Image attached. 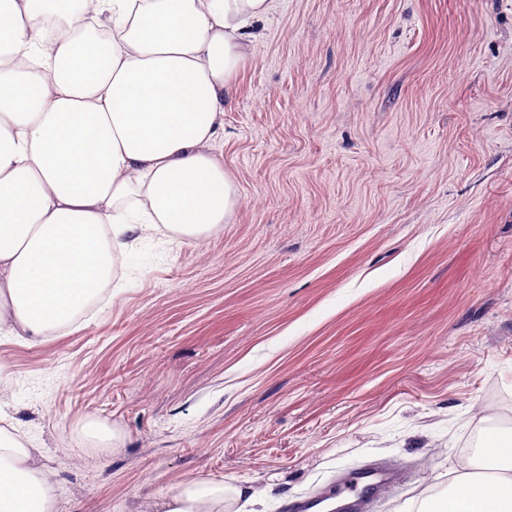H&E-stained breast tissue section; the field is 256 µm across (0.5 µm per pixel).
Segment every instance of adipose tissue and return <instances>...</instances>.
<instances>
[{"instance_id":"obj_1","label":"adipose tissue","mask_w":512,"mask_h":512,"mask_svg":"<svg viewBox=\"0 0 512 512\" xmlns=\"http://www.w3.org/2000/svg\"><path fill=\"white\" fill-rule=\"evenodd\" d=\"M272 0H0V329L71 325L147 232L218 231L235 190L214 151ZM249 484L196 481L154 512H262ZM51 483L0 427V512H53ZM418 512H512V429Z\"/></svg>"}]
</instances>
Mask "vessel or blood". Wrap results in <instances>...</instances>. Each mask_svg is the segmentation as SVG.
Here are the masks:
<instances>
[{"label": "vessel or blood", "mask_w": 512, "mask_h": 512, "mask_svg": "<svg viewBox=\"0 0 512 512\" xmlns=\"http://www.w3.org/2000/svg\"><path fill=\"white\" fill-rule=\"evenodd\" d=\"M396 473L378 467L361 470L338 480L324 493L293 502L289 512H312L326 501H336L342 512H372L378 495L397 484Z\"/></svg>", "instance_id": "1"}]
</instances>
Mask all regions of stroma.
<instances>
[{
	"label": "stroma",
	"mask_w": 512,
	"mask_h": 512,
	"mask_svg": "<svg viewBox=\"0 0 512 512\" xmlns=\"http://www.w3.org/2000/svg\"><path fill=\"white\" fill-rule=\"evenodd\" d=\"M234 85L222 230L143 238L75 325L0 335V412L55 512L198 480L283 512L369 462L402 474L374 512H416L512 427V0H273Z\"/></svg>",
	"instance_id": "stroma-1"
}]
</instances>
